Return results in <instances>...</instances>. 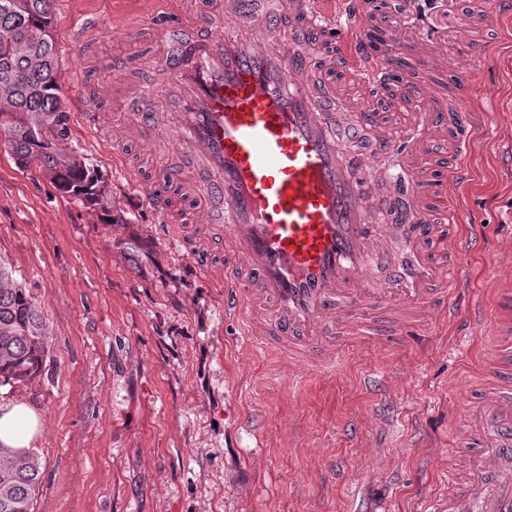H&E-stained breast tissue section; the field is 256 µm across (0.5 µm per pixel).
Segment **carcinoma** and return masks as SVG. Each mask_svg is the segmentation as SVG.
<instances>
[{
	"instance_id": "cac0c4a2",
	"label": "carcinoma",
	"mask_w": 512,
	"mask_h": 512,
	"mask_svg": "<svg viewBox=\"0 0 512 512\" xmlns=\"http://www.w3.org/2000/svg\"><path fill=\"white\" fill-rule=\"evenodd\" d=\"M52 8L53 0H0V116L7 115L0 128L20 167L52 171L57 190L100 206L110 223L112 207L86 181L81 157L62 148L48 155L29 141L33 121L46 134L58 122H69L61 106L57 44L42 43L34 34L37 25L52 24ZM44 357L43 319L33 297L0 268V377L6 384H25L41 373ZM41 478L33 455L0 447V512H33Z\"/></svg>"
}]
</instances>
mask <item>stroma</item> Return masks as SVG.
<instances>
[{
  "label": "stroma",
  "mask_w": 512,
  "mask_h": 512,
  "mask_svg": "<svg viewBox=\"0 0 512 512\" xmlns=\"http://www.w3.org/2000/svg\"><path fill=\"white\" fill-rule=\"evenodd\" d=\"M413 10L366 6L376 25L400 19L409 37L455 57L464 37L453 17L435 10L422 22ZM176 15L174 0L54 2L67 145L106 174L112 223L19 168L0 138V265L44 320L41 373L0 386L1 406L41 417L34 512H421L467 452V394L489 379L495 293L512 289V17L499 19L502 38L467 99L487 123L459 192L470 215L461 230L482 242L463 264L483 328L462 337L438 322L418 344L340 342L342 367L326 377L244 343L223 286L128 184L125 167L148 180L157 157L132 142L127 166L113 159L102 118L125 106L107 89L158 51L152 26ZM90 18L92 57L72 41ZM136 28L144 36L128 40Z\"/></svg>",
  "instance_id": "35a3bbf8"
}]
</instances>
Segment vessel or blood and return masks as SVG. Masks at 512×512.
I'll return each mask as SVG.
<instances>
[{"label":"vessel or blood","mask_w":512,"mask_h":512,"mask_svg":"<svg viewBox=\"0 0 512 512\" xmlns=\"http://www.w3.org/2000/svg\"><path fill=\"white\" fill-rule=\"evenodd\" d=\"M178 25L190 36L147 59L150 84L123 78L132 95H154L150 112L112 126V141L151 144L183 159L137 188L196 265L224 286V313L243 319L253 347L274 344L335 375L336 342L399 336L417 340L436 318L482 325L467 303L458 266L480 239L459 234L467 214L449 189L469 177L483 123L464 104L476 66L491 49L489 16L512 0H457L465 41L455 59L407 41L399 21L377 54L363 46L362 0H191ZM447 74V85L394 83L405 58ZM393 88L415 121L396 134L370 110L371 91ZM361 125H338L337 108ZM370 136L377 155L445 149L448 177L432 167L402 174L410 203L370 223L369 186L390 180L369 158L343 153L341 139ZM493 346L502 385L469 404L464 481L428 512H512V293L499 295Z\"/></svg>","instance_id":"vessel-or-blood-1"}]
</instances>
